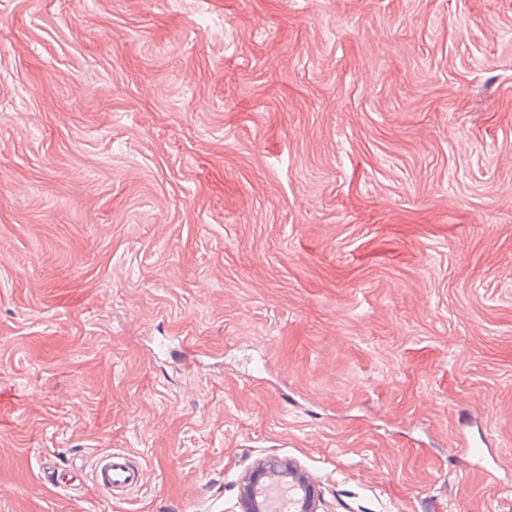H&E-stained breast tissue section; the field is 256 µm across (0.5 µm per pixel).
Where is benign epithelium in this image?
I'll use <instances>...</instances> for the list:
<instances>
[{"instance_id":"1","label":"benign epithelium","mask_w":512,"mask_h":512,"mask_svg":"<svg viewBox=\"0 0 512 512\" xmlns=\"http://www.w3.org/2000/svg\"><path fill=\"white\" fill-rule=\"evenodd\" d=\"M283 477L291 478L301 492L297 512H318L319 494L316 487L292 463L275 455L261 460L240 484L242 512H263V503L258 500L260 490Z\"/></svg>"}]
</instances>
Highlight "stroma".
<instances>
[{
    "label": "stroma",
    "instance_id": "obj_1",
    "mask_svg": "<svg viewBox=\"0 0 512 512\" xmlns=\"http://www.w3.org/2000/svg\"><path fill=\"white\" fill-rule=\"evenodd\" d=\"M270 455L512 512V0H0V512H240ZM75 465L83 470L86 462L82 460ZM86 467H90L92 481L110 496L135 487L144 478L143 471L134 468L124 454L112 451L96 455Z\"/></svg>",
    "mask_w": 512,
    "mask_h": 512
}]
</instances>
